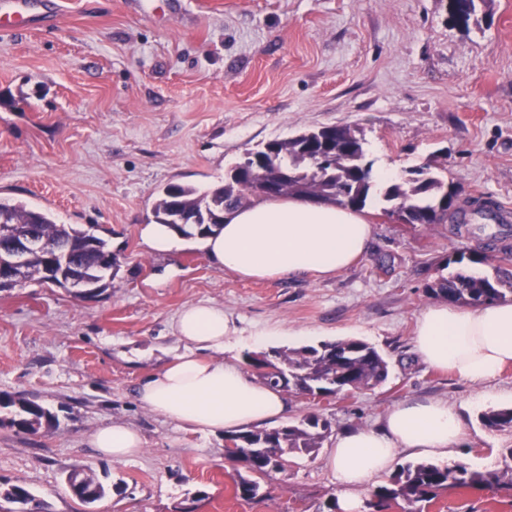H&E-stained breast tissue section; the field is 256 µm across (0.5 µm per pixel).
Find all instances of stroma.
Masks as SVG:
<instances>
[{
  "mask_svg": "<svg viewBox=\"0 0 512 512\" xmlns=\"http://www.w3.org/2000/svg\"><path fill=\"white\" fill-rule=\"evenodd\" d=\"M56 5L0 38V198L49 210L61 224H92L120 262L111 288L81 299L31 282L0 291V392L38 402L55 428L23 433L0 409V487L24 480L39 512H79L64 481L79 466L108 486L91 512H321L336 494L333 438L378 426L408 399L446 400L464 421L455 450L473 469L499 468L512 429L480 416L512 407V366L482 385L429 367L413 350L426 288L457 251L512 270L502 244L451 223L405 224L366 205L374 226L360 261L326 279L308 274L243 280L198 246L152 253L141 229L171 183L205 190L272 139L348 125L365 134L375 167L398 175L441 154L470 223L490 201L512 208V0H486L469 28L448 0H30ZM220 305L238 335L273 331L277 348L357 338L389 363L382 384L330 402L289 394L291 418L320 414L332 436L266 497L234 494L224 437L176 427L135 398L137 386L183 346L172 330L186 305ZM490 394L485 406L478 393ZM114 421L144 446L117 461L89 436ZM429 512H512L489 490L443 492Z\"/></svg>",
  "mask_w": 512,
  "mask_h": 512,
  "instance_id": "stroma-1",
  "label": "stroma"
}]
</instances>
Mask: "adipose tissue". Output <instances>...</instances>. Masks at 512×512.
Instances as JSON below:
<instances>
[{
    "label": "adipose tissue",
    "instance_id": "obj_1",
    "mask_svg": "<svg viewBox=\"0 0 512 512\" xmlns=\"http://www.w3.org/2000/svg\"><path fill=\"white\" fill-rule=\"evenodd\" d=\"M373 227L365 211L301 197L259 199L224 216L218 234L202 244L219 267L243 279L327 277L357 262ZM181 353L149 375L135 398L166 419L201 433L235 432L285 417V395L254 379L235 362L209 360L234 336L223 307L195 303L174 323ZM415 352L430 366L473 384L500 377L512 364V301L468 308L439 302L416 320ZM460 415L442 400L406 401L388 410L375 430L337 438L328 465L341 491V512H358L360 496L404 451L444 460L461 440ZM94 448L116 459L137 453L141 437L126 423H108L90 436Z\"/></svg>",
    "mask_w": 512,
    "mask_h": 512
}]
</instances>
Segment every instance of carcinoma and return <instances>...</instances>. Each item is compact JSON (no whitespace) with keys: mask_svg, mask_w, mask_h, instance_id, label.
<instances>
[{"mask_svg":"<svg viewBox=\"0 0 512 512\" xmlns=\"http://www.w3.org/2000/svg\"><path fill=\"white\" fill-rule=\"evenodd\" d=\"M321 138L333 142L332 163L325 168L313 162V144ZM281 171L287 177L274 194L276 198L317 196L363 208L376 193L384 213H399L411 224H437L461 212L445 201V193L451 187L445 182L441 168L425 164L411 170L410 177L378 188L373 182V161L368 159L363 134L350 126H330L320 134L306 131L265 143L247 153L222 186L202 191L193 185H167L155 202L154 223L170 224L180 214L185 219L180 230L189 228L199 236L210 235L222 229L224 212L249 206L254 199L263 197L258 189L262 177ZM28 235L43 241V247L27 257L28 280L44 281V272L55 249L63 247L69 252L70 263L82 271L91 287L72 290L66 273L56 278L53 285L72 290L80 298H95L112 287L117 274L116 262L107 240L96 233L94 225L59 224L46 211L0 199V242ZM426 292L457 304L495 302L505 299L508 292L512 294V276L500 271L479 277L450 272L428 285ZM250 366L263 383L273 388L322 399L373 388L388 376L383 356L375 347L357 339L272 349L260 358H251ZM9 406L17 407L10 425L21 431L35 432L44 423L50 426L57 423V418L38 402L16 401L10 394L1 393L0 407ZM481 421L490 430L512 428V409L486 411ZM329 429L328 420L311 413L276 428L224 434V439L242 452V456L233 458L244 470L235 481L236 496L244 500L257 498L261 480L273 472L286 471L291 457L310 454L322 447ZM65 482L72 497L83 506L106 496L104 484L82 468L68 470ZM457 488L512 494V448L504 467L493 471L433 462L406 464L371 491L366 507L368 512H384L401 501L406 505V512H423L422 503L431 502L441 491ZM4 497L21 506L19 512H30L28 505L33 497L23 481L18 480L5 489Z\"/></svg>","mask_w":512,"mask_h":512,"instance_id":"1","label":"carcinoma"}]
</instances>
